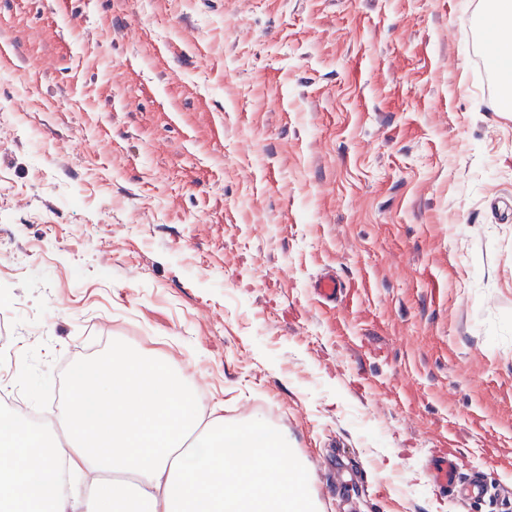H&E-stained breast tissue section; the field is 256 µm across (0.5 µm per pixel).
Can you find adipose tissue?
Wrapping results in <instances>:
<instances>
[{"label": "adipose tissue", "instance_id": "obj_1", "mask_svg": "<svg viewBox=\"0 0 512 512\" xmlns=\"http://www.w3.org/2000/svg\"><path fill=\"white\" fill-rule=\"evenodd\" d=\"M91 477L61 492L58 467ZM318 512L310 466L258 417H203L191 378L144 352L76 366L54 427L0 428V512Z\"/></svg>", "mask_w": 512, "mask_h": 512}]
</instances>
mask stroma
I'll use <instances>...</instances> for the list:
<instances>
[{
    "label": "stroma",
    "instance_id": "stroma-1",
    "mask_svg": "<svg viewBox=\"0 0 512 512\" xmlns=\"http://www.w3.org/2000/svg\"><path fill=\"white\" fill-rule=\"evenodd\" d=\"M489 0H0V318L263 418L322 512H512V111ZM331 269L338 304L310 290ZM455 451L490 491L424 470ZM426 468L433 485L455 499L466 502L480 497L484 492L483 478L477 473L462 477L453 454L431 458Z\"/></svg>",
    "mask_w": 512,
    "mask_h": 512
}]
</instances>
